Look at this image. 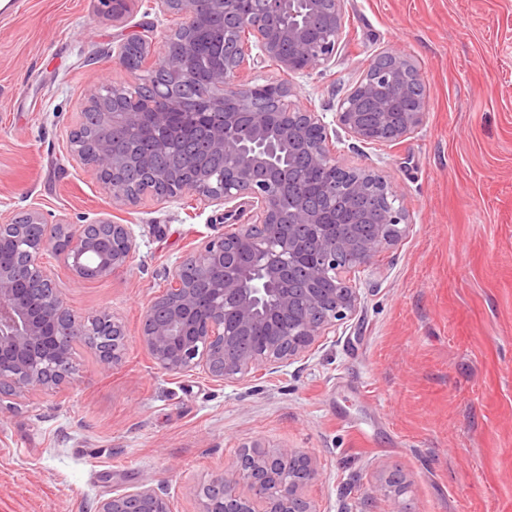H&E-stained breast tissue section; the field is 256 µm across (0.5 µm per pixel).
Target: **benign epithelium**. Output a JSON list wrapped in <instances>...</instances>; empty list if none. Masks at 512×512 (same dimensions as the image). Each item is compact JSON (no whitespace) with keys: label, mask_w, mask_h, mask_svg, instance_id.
I'll list each match as a JSON object with an SVG mask.
<instances>
[{"label":"benign epithelium","mask_w":512,"mask_h":512,"mask_svg":"<svg viewBox=\"0 0 512 512\" xmlns=\"http://www.w3.org/2000/svg\"><path fill=\"white\" fill-rule=\"evenodd\" d=\"M178 19L163 50L138 34L118 45L115 60L127 69L137 48L144 70L176 68L183 81L206 84L198 111H180L177 90L157 84L149 111L125 100L126 83L112 81V104L92 94L88 109L112 130L134 127L146 141L133 152L99 140L75 152L112 194V206H135L146 197L167 200L192 192L224 206V233L204 240L167 273L164 292L148 304L139 341L162 371L197 370L213 380L237 382L252 372L287 364L309 353L324 336L354 316L360 296L351 276L380 250L398 241L402 209L383 175L346 167L336 157L323 114L299 109L291 85L251 84L249 70L273 62L303 74L336 56L345 0H155ZM209 15L224 17L212 30L213 63L195 65V33ZM251 32L258 53L231 57L233 34ZM426 95L415 67L387 48L345 95L338 127L363 145L387 137L401 142L423 123ZM186 140L184 160L166 161L169 136ZM223 171L212 159L226 154ZM336 173L337 181L311 195L304 168ZM0 399L71 383L75 346L87 333L85 318L62 299L48 251L65 256L77 283L109 277L137 251L129 225L103 219L78 227L45 223L33 209L0 213ZM110 340L95 347L97 368L109 373L127 345L124 324L108 313L96 318ZM318 472L297 448L243 451L200 493V512H316L302 490ZM97 512H170L154 487L103 499Z\"/></svg>","instance_id":"benign-epithelium-1"}]
</instances>
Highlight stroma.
<instances>
[{
  "mask_svg": "<svg viewBox=\"0 0 512 512\" xmlns=\"http://www.w3.org/2000/svg\"><path fill=\"white\" fill-rule=\"evenodd\" d=\"M345 11L348 39L328 66L289 76L266 63L252 81H287L330 124L379 52L406 56L426 90L418 132L334 142L344 164L394 182L403 235L354 274L359 312L306 357L220 383L161 372L138 336L168 269L223 231V207L187 193L113 208L69 145L103 77L136 81L113 48L133 33L162 40L172 18L153 0L120 23L97 0H0V212L109 218L138 244L124 269L85 283L45 255L72 309L119 318L128 342L107 374L78 345L70 384L0 410V512H94L143 484L171 512H198L200 490L256 444L311 455L317 512H512V0Z\"/></svg>",
  "mask_w": 512,
  "mask_h": 512,
  "instance_id": "obj_1",
  "label": "stroma"
}]
</instances>
